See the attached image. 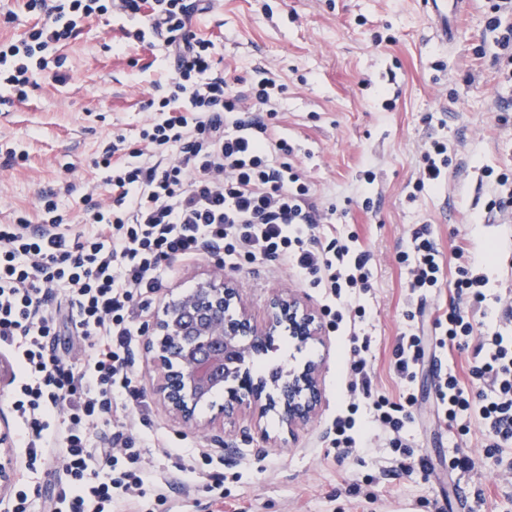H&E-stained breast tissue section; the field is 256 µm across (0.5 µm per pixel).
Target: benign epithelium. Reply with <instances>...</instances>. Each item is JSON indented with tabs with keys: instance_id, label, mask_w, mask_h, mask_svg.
I'll use <instances>...</instances> for the list:
<instances>
[{
	"instance_id": "7a95c632",
	"label": "benign epithelium",
	"mask_w": 512,
	"mask_h": 512,
	"mask_svg": "<svg viewBox=\"0 0 512 512\" xmlns=\"http://www.w3.org/2000/svg\"><path fill=\"white\" fill-rule=\"evenodd\" d=\"M283 330L301 342L321 340L318 314L291 293L274 294L263 325L255 324L231 277L215 276L164 303L161 315L146 325L153 362L159 372L152 391L168 412L198 426L195 410L239 376L242 392H228L221 414L255 405L277 410L287 431L311 419L321 402V365L299 370L282 367L269 377H251L257 351L269 347ZM13 483L9 422L0 414V498Z\"/></svg>"
}]
</instances>
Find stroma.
I'll list each match as a JSON object with an SVG mask.
<instances>
[{
  "instance_id": "obj_1",
  "label": "stroma",
  "mask_w": 512,
  "mask_h": 512,
  "mask_svg": "<svg viewBox=\"0 0 512 512\" xmlns=\"http://www.w3.org/2000/svg\"><path fill=\"white\" fill-rule=\"evenodd\" d=\"M489 16L488 0H469L448 46L432 38L418 0H213L209 12L192 14L191 31L215 43L216 72L244 84L267 76L283 85L278 135L296 145L293 162L307 172L320 207H337V235L356 234L371 256L372 288L362 302L370 314L364 329L373 390L394 401L407 385L417 401L407 410V451L393 452L380 432L367 449L331 447L354 344L340 331L303 345L278 336L265 356L269 369L322 364L316 416L290 434L272 411L221 417L220 394L214 407L199 410L193 428L148 397L146 422L137 428L146 469L154 477L178 465L188 472L163 497L148 485L137 504L117 503L112 512H468L466 500L476 497L482 512H512V482L484 460L467 472L448 469L455 437L436 414L435 367L462 368L468 353L436 344L434 319L448 306V288L415 301L398 262L424 226L448 282L461 247L492 254L489 296L512 292V221L487 217L488 188L480 183L484 169L512 170V112L496 110L512 101V85L499 77ZM61 52V75L36 72L27 100L0 103V224L19 216L37 222L39 192L56 188L60 209L82 224L111 195L95 157L120 134L138 147L154 84L172 73L162 41L126 39L120 21L107 16L86 20ZM431 138L447 142L453 163L439 185L421 188L419 148ZM9 148L25 161L6 165ZM220 264L216 252L164 262L165 286L144 299L142 320ZM232 276L258 322L278 291L318 311L325 303L324 289L299 283L278 260L244 265ZM409 306L418 311L411 324L402 316ZM410 326L423 338L424 361L407 384L392 363L397 338ZM202 471L223 475V498L208 492ZM59 472L52 459L16 475L29 491L30 512H52Z\"/></svg>"
}]
</instances>
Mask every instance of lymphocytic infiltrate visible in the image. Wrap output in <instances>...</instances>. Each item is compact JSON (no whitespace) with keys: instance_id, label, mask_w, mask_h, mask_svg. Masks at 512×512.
<instances>
[{"instance_id":"obj_1","label":"lymphocytic infiltrate","mask_w":512,"mask_h":512,"mask_svg":"<svg viewBox=\"0 0 512 512\" xmlns=\"http://www.w3.org/2000/svg\"><path fill=\"white\" fill-rule=\"evenodd\" d=\"M207 0H26L41 16L26 36L0 40V88L25 99L33 84L31 61L59 48L94 16L135 22L126 38L163 40L174 72L160 95L148 100L153 117L139 133L140 148L113 139L96 166L106 170L110 204L97 207L88 228L75 230L59 209L57 191L40 192V224H0V351L16 367L11 397L26 469L57 456L62 474L54 512H112L115 502L141 496L147 479L140 442L126 431L140 407L131 355L142 329L136 299L164 286L162 263L192 260L207 249L224 253L236 268L257 259H281L296 277L326 289L332 299L368 291L369 256L353 241L321 240L320 225L338 221L336 208L320 211L296 152L275 135L276 83L263 78L236 90L213 74L212 40L197 36L190 16ZM399 261L412 294L441 287L440 251L427 227L413 231ZM489 277L484 259L467 254L457 268L455 302L436 319L442 341L468 350L465 373L449 369L437 379V405L448 424L483 433L481 453L512 472V334L487 314ZM66 310L54 309L55 300ZM468 300L471 311L460 308ZM89 339L78 360L50 340L60 321ZM351 391L371 402L375 426L403 446V412L416 401L402 389L398 401L372 393L364 358L346 363ZM112 430V447L98 445V429Z\"/></svg>"}]
</instances>
